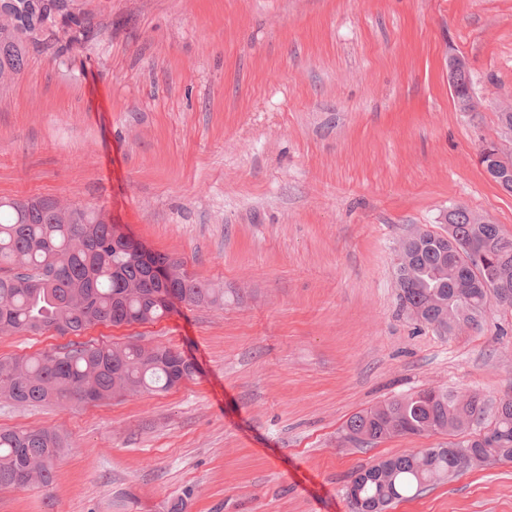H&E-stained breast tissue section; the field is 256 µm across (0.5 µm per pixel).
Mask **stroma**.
Returning a JSON list of instances; mask_svg holds the SVG:
<instances>
[{"mask_svg":"<svg viewBox=\"0 0 512 512\" xmlns=\"http://www.w3.org/2000/svg\"><path fill=\"white\" fill-rule=\"evenodd\" d=\"M92 22L32 45L0 85V199L101 211L224 291L151 324L0 335V358L138 342L196 366L167 392L96 405L0 400V429L47 427L51 484L0 512H351L352 475L448 443L345 442L348 419L423 388L512 397V306L444 332L403 308L394 260L464 206L512 236L482 143L512 148V0H77ZM480 109L461 112L448 58ZM387 512H512V462ZM448 84L452 100L461 112H476V99L468 64L463 57L452 56L448 60Z\"/></svg>","mask_w":512,"mask_h":512,"instance_id":"35a3bbf8","label":"stroma"}]
</instances>
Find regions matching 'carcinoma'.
<instances>
[{"label":"carcinoma","mask_w":512,"mask_h":512,"mask_svg":"<svg viewBox=\"0 0 512 512\" xmlns=\"http://www.w3.org/2000/svg\"><path fill=\"white\" fill-rule=\"evenodd\" d=\"M58 22L79 28L80 36L64 45L67 50L82 43L92 27L88 17L73 11V0H0V84L25 67L30 44ZM2 208L7 212L0 215V334L53 329L79 336L95 324L152 323L173 308L158 293L187 306L224 302V294L168 255L154 254L164 269L163 277L155 276L139 248L101 212L50 197L0 200ZM468 214L461 208L448 230L424 232L428 241L420 245L408 238L401 243L416 261L397 275L399 298L403 307L421 309L427 321L451 310L460 322L478 325L490 303L486 280L512 294V236L497 224L472 223ZM195 372L165 346L79 345L0 358V400L101 403L169 390ZM486 412V401L477 395L423 390L354 414L344 439L358 445L438 431L458 440L357 471L347 488L353 512H386L394 501L468 468L461 462L468 455L512 462L511 399L496 409L494 440L462 436ZM62 448V437L48 428L0 430V487L48 485Z\"/></svg>","instance_id":"obj_1"}]
</instances>
